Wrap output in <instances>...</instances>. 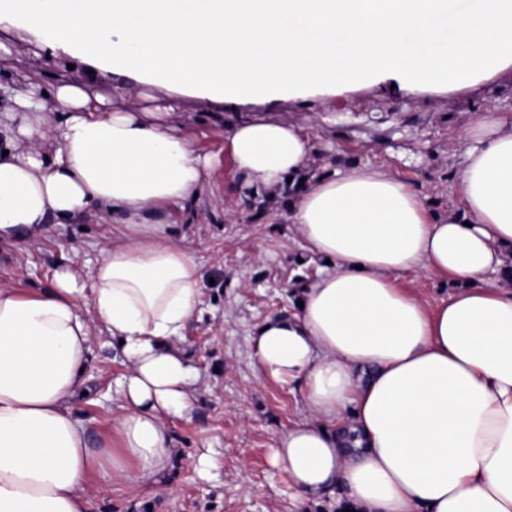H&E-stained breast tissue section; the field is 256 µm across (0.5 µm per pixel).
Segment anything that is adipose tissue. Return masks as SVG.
I'll list each match as a JSON object with an SVG mask.
<instances>
[{
	"label": "adipose tissue",
	"mask_w": 512,
	"mask_h": 512,
	"mask_svg": "<svg viewBox=\"0 0 512 512\" xmlns=\"http://www.w3.org/2000/svg\"><path fill=\"white\" fill-rule=\"evenodd\" d=\"M2 21L89 64L112 95L31 78L0 90V242L33 246L93 211L112 237L88 273L57 268L31 297L0 286V512H86L97 478L155 479L177 457L168 421L190 413L198 381L179 343L203 288L164 218L216 170L172 121L181 95L239 109L512 74V0L462 13L449 0H0ZM410 33L437 51L408 52ZM136 84L165 104L128 105ZM464 137L463 213L442 217L384 168L312 172L301 126L230 129L247 186H289L315 270L299 307L253 332L261 374L298 385L308 411L271 448L300 505L512 512V288L496 280L512 270V124L478 111ZM417 271L448 278V301L400 285ZM101 334L128 370L93 441L72 404Z\"/></svg>",
	"instance_id": "ef3b65f1"
}]
</instances>
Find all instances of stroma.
I'll list each match as a JSON object with an SVG mask.
<instances>
[{"mask_svg": "<svg viewBox=\"0 0 512 512\" xmlns=\"http://www.w3.org/2000/svg\"><path fill=\"white\" fill-rule=\"evenodd\" d=\"M0 43L12 52L13 78L37 76L44 87L61 81L84 84L90 94L110 86L91 80L90 67L67 55L46 58L29 33L0 24ZM491 110L512 120V79L454 95H403L378 87L361 89L323 106L282 101L258 104L248 113L224 111L197 97H183L177 125L194 145L217 156L214 198L171 219L172 240L188 252L208 283L181 347L200 374L191 416L175 418L169 432L180 458L160 480H134L104 491L92 485L86 512H303L287 473L270 463L275 435L306 415L298 388L259 375L252 332L266 318L291 311L293 288L313 277L300 265L305 244L288 222L287 188L245 187L226 152L225 133L238 121L294 123L311 140L315 172L326 166H382L418 193L437 215L461 209L457 180L463 165L456 143L473 112ZM112 235L94 216L49 226L35 247L0 245V284L31 296L49 288L54 270L74 262L88 269ZM89 396L74 404L76 416L97 437L111 422L119 400L116 382L126 370L118 346L94 342L87 355ZM209 452L212 480L194 468Z\"/></svg>", "mask_w": 512, "mask_h": 512, "instance_id": "35a3bbf8", "label": "stroma"}]
</instances>
